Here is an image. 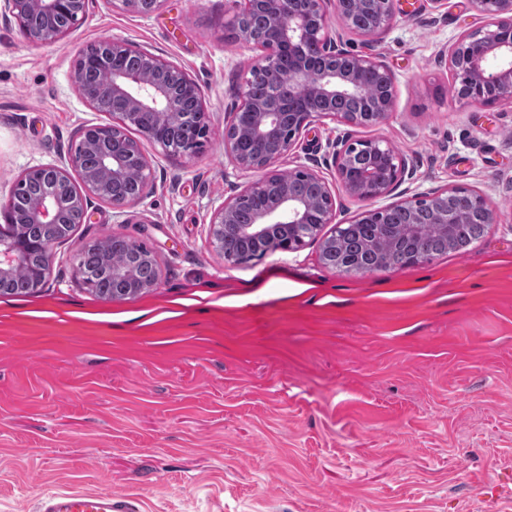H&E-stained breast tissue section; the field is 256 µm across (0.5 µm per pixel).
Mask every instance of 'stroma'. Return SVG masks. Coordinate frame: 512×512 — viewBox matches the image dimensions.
Wrapping results in <instances>:
<instances>
[{
	"instance_id": "1",
	"label": "stroma",
	"mask_w": 512,
	"mask_h": 512,
	"mask_svg": "<svg viewBox=\"0 0 512 512\" xmlns=\"http://www.w3.org/2000/svg\"><path fill=\"white\" fill-rule=\"evenodd\" d=\"M240 9L93 0L50 45L0 17V203L110 122L75 83L96 40L182 66L210 113L194 155L140 139L146 197L121 213L93 201L46 285L0 295V512L71 491L135 512H512V103L452 99L440 55L484 17L469 0H395L385 33L344 32L391 70L396 108L377 125L315 122L279 170L332 183L328 143L379 138L411 174L396 199L458 185L498 208L466 251L345 272L321 260L331 224L239 264L210 240L213 208L257 178L224 153V109L258 54L233 29ZM108 236L146 246L157 288L124 302L88 290L74 256Z\"/></svg>"
}]
</instances>
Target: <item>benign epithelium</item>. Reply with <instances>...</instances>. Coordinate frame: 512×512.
Returning <instances> with one entry per match:
<instances>
[{
    "label": "benign epithelium",
    "mask_w": 512,
    "mask_h": 512,
    "mask_svg": "<svg viewBox=\"0 0 512 512\" xmlns=\"http://www.w3.org/2000/svg\"><path fill=\"white\" fill-rule=\"evenodd\" d=\"M92 0H0V15L13 19L30 42L56 43L73 31L57 27L56 18L76 23L87 15ZM356 2L372 14L371 24L358 30L375 37L390 26L394 0H244L243 10H258L266 17L257 38L240 31L238 35L261 50L250 71L265 75L269 90L256 99L251 79H246L239 101L224 116V151L239 169L260 174L232 198L213 209L209 235L216 246L224 234L235 233L255 243L258 251L294 250L303 244L302 234L319 230L337 219L336 191L321 176L304 165L288 171L302 175L319 186L314 198L296 194L289 180L276 169L288 156L304 131L324 118L347 125L379 124L395 111L396 88L392 73L371 54L353 53L343 47L340 33H333L327 21V6L333 5L336 19L347 30L354 29L348 5ZM481 15L492 22L464 32L444 51L455 99L472 104L493 105L512 102V0H470ZM97 63L108 73L97 87L84 85L75 61L74 75L79 94L92 108L106 103L109 115L119 124L86 126L78 143L59 164L31 167L17 179L0 210L10 216L9 225L0 226V288H5L13 271L26 264L30 252L40 255L36 277L42 287L50 275L52 247L70 238L74 226L66 223L67 212L79 215V223L89 222L91 197L121 212L141 202L149 183V162L140 142L126 136L124 125H134L141 135L173 154H191L197 139L174 141L170 134L181 130H209L210 115L200 85L177 64L154 53L133 49L112 38L92 44ZM379 71L386 77V95L377 100L367 117L358 112L339 113L341 100L371 99L375 96L367 75ZM338 188L348 197L372 204L390 197L405 182V164L381 139H348L329 144ZM366 150L373 164L359 166L355 156ZM140 176L138 190L130 195L109 194L108 183L125 179L131 170ZM78 175L84 190L74 185ZM32 178L42 182L41 192L23 205L22 186ZM450 195L470 197L483 223L496 222V209L488 198L465 187L451 186L415 194L397 203L409 214L407 236H419L415 216L419 207L433 208L445 232L467 222V214L450 213L445 206ZM29 224H41L46 234L32 242L25 237ZM114 290L109 301L131 299L159 284L134 281L131 271L112 268Z\"/></svg>",
    "instance_id": "1"
}]
</instances>
